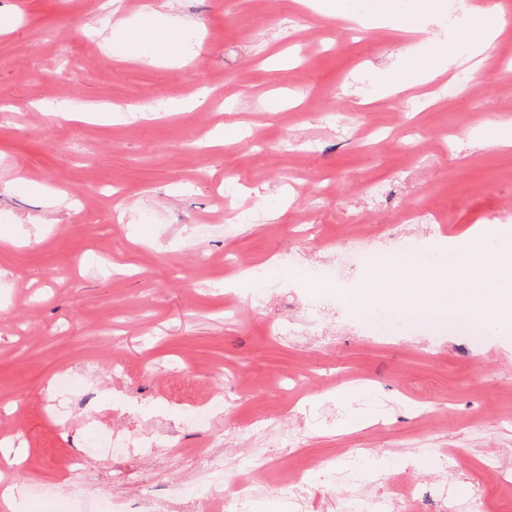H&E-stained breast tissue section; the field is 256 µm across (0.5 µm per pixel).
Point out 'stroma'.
Here are the masks:
<instances>
[{"instance_id": "stroma-1", "label": "stroma", "mask_w": 512, "mask_h": 512, "mask_svg": "<svg viewBox=\"0 0 512 512\" xmlns=\"http://www.w3.org/2000/svg\"><path fill=\"white\" fill-rule=\"evenodd\" d=\"M0 427L15 426L12 483L31 512H101L184 479L193 457L163 449L103 463L87 443L176 431L181 447L273 464L257 512H343L345 484L307 463L355 446L413 466L366 479L447 487L394 512H512V327L440 330L403 318L374 329L339 292L368 259L465 239L512 212V149L485 142L512 119V57L467 82L397 97L371 80L413 64L412 47L453 53L436 26L414 37L352 31L295 0H0ZM166 20L193 42L174 55L130 49L125 27ZM112 116L78 120L80 110ZM62 190L69 209L48 206ZM427 205L446 224H406ZM384 226L352 248V217ZM239 281L227 287V270ZM299 271L300 280L289 277ZM191 363L197 380H178ZM225 370L226 378L215 375ZM95 401L101 421L67 428L46 411ZM215 396L212 426L183 406ZM268 416L291 435L253 433ZM85 453L87 494L71 498L57 449ZM310 492L303 508L285 479Z\"/></svg>"}]
</instances>
